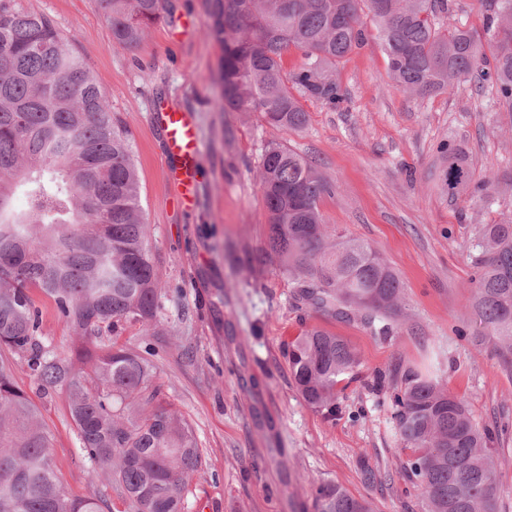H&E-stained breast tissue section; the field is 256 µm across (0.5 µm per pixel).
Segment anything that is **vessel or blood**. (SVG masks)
Segmentation results:
<instances>
[{
  "label": "vessel or blood",
  "mask_w": 512,
  "mask_h": 512,
  "mask_svg": "<svg viewBox=\"0 0 512 512\" xmlns=\"http://www.w3.org/2000/svg\"><path fill=\"white\" fill-rule=\"evenodd\" d=\"M152 121L160 130L167 153L168 179L179 205L189 207L198 177V144L191 114L166 103L156 107Z\"/></svg>",
  "instance_id": "b4317fda"
}]
</instances>
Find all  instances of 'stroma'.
<instances>
[{
  "instance_id": "35a3bbf8",
  "label": "stroma",
  "mask_w": 512,
  "mask_h": 512,
  "mask_svg": "<svg viewBox=\"0 0 512 512\" xmlns=\"http://www.w3.org/2000/svg\"><path fill=\"white\" fill-rule=\"evenodd\" d=\"M17 2L54 19L130 134L150 252L165 284L152 339L157 381L201 451L185 512H313L316 479L336 482L373 512H423L421 489L401 473L390 392L374 381L431 362L473 420L492 431L497 508L512 512V368L502 342L479 335L470 307L477 230L512 219V113L499 108L494 91L468 81L425 97L402 90L365 14L366 43L335 71L343 101L301 98L306 125L279 130L256 113L219 111L221 51L205 33L203 0H172L173 17L133 51L113 44L96 0ZM162 102L193 112L200 124L197 201L187 212L171 201L165 145L152 123ZM273 142L307 156L333 182L334 194L320 202L324 223L370 242L397 273L404 291L391 336L298 303L276 266L248 268V252L266 240L258 169ZM445 144L460 149L489 201L442 192ZM312 327L342 336L358 355L332 419L302 400L288 369L287 343ZM16 380L40 408L62 485L85 496L105 469L82 456L62 395L39 394L21 372ZM368 468L375 481L366 480Z\"/></svg>"
}]
</instances>
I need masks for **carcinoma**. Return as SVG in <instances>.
I'll return each mask as SVG.
<instances>
[{
  "label": "carcinoma",
  "instance_id": "obj_1",
  "mask_svg": "<svg viewBox=\"0 0 512 512\" xmlns=\"http://www.w3.org/2000/svg\"><path fill=\"white\" fill-rule=\"evenodd\" d=\"M112 42L137 48L171 0H97ZM206 35L221 48L220 110L257 112L270 125L307 123L297 95L336 106V66L366 40L368 12L397 86L417 95L463 78L487 86L512 112V0H492L485 35L448 26V0H205ZM305 61L285 74L282 55ZM441 174L453 197L471 171L448 151ZM267 246L255 271L275 263L310 309L357 317L373 333L394 331L402 284L369 243L323 223L321 199L335 187L312 160L282 144L261 157ZM22 189L23 207L15 204ZM149 224L130 138L106 92L68 47L54 20L0 0V348L43 391L64 395L85 459L107 468L105 486L127 512H184L201 462L191 424L155 382V348L119 343L161 324L162 278L148 248ZM473 307L487 332L512 347V221L484 224ZM50 298L73 346L57 353L42 337L33 297ZM288 368L306 404L336 416L339 377L358 358L350 344L312 328L288 344ZM403 476L420 485L425 512H495L491 433L473 421L438 377L408 367L392 379ZM314 512H372L333 481L313 485ZM105 490L70 497L51 465L38 407L0 359V512H106Z\"/></svg>",
  "mask_w": 512,
  "mask_h": 512
}]
</instances>
